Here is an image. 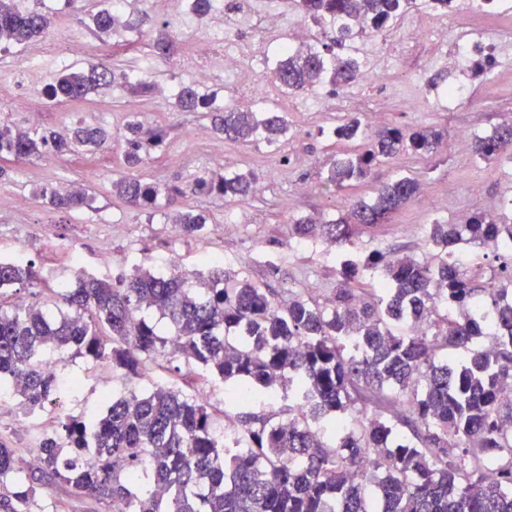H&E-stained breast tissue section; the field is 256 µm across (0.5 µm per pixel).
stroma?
I'll return each instance as SVG.
<instances>
[{"label": "stroma", "instance_id": "stroma-1", "mask_svg": "<svg viewBox=\"0 0 512 512\" xmlns=\"http://www.w3.org/2000/svg\"><path fill=\"white\" fill-rule=\"evenodd\" d=\"M19 10H38L53 18L45 36L56 43L69 36L89 40L91 52L72 57L71 68L93 63L126 66L151 51L160 37L158 29L97 35L89 15L100 7L99 0H15ZM137 10L155 20L168 22L174 52L161 57L148 74L153 92H132L115 83L91 94L88 100L57 104L47 100L40 124L59 128L78 121L122 128L133 117L149 114V126L166 130L165 145L158 159L132 170V177L180 188L181 209L192 208L208 215L204 239L177 235L171 222L160 213L129 207L112 198L113 176L121 173L120 142H113L107 155L35 158L27 162H0V257L9 259L25 253L33 259L47 281V288L23 292L26 302H51L50 286L74 281L77 271L102 279L143 269L167 271L166 260L176 257L183 266L202 268L204 255L214 252L224 260L227 275H246L268 285L279 300L289 291L330 294L346 247L321 239L298 241L291 235L293 220L306 215L341 216L350 200L371 198L386 182L409 176L419 181L417 200L387 221L355 229L354 241L362 251L394 249L422 257L426 224L439 220L466 223L479 211H492L512 198V165L475 156L471 146L459 145L457 133L470 129L473 135L488 136L504 121L512 119V70L478 78L470 98L454 110L437 106L436 99L458 74L447 65L428 66L424 60L438 50L427 42L415 50L402 44L404 17H397L382 35L363 40L361 61L371 65V84L345 86L336 92V106L327 112L298 111L288 107L289 97L273 89L262 102L276 107L288 119V134L278 146L246 144L216 133L205 112L180 111L175 98H159L157 86L190 84L187 71L192 64L196 30L206 29L211 17L197 19L195 30L185 29L176 12L166 10L163 0H138ZM284 13L278 32H268L264 15ZM224 30L228 35L253 41L264 59L278 57L293 29L306 27L309 36L321 30L307 16L286 9L283 0H224ZM51 75H31L0 87V126L25 125L27 113L15 105L19 92L46 97ZM368 118L376 114L380 127L405 129L434 127L444 132L438 156L426 158L406 152L384 160L369 178L344 190L327 179L330 165L341 154L357 150L354 142L329 138V131L351 114ZM217 174L250 172L264 186L263 193L244 200L221 199L199 192L194 176L202 170ZM87 187L95 196L92 208L62 212L52 209L40 196L43 188ZM236 229L224 230L226 220ZM111 254L104 264L102 254ZM61 373L79 375L82 391L72 397L57 393L53 400L26 412L20 401L0 405V442L14 448L19 458L31 461L36 439L58 431L66 415H99L106 405L103 394L111 392L112 371L106 365L77 357ZM39 512H112L109 504L94 499L71 498L64 486L36 484Z\"/></svg>", "mask_w": 512, "mask_h": 512}]
</instances>
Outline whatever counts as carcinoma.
<instances>
[{
    "mask_svg": "<svg viewBox=\"0 0 512 512\" xmlns=\"http://www.w3.org/2000/svg\"><path fill=\"white\" fill-rule=\"evenodd\" d=\"M315 23L336 27L334 43L357 37L351 20L384 30L417 0H285ZM145 17L121 18L108 9L92 15L96 32L137 29ZM53 19L22 12L0 0V47L31 44ZM285 93L328 83L340 88L358 71L352 58L329 47H299L274 66ZM123 80L145 93L150 85L115 65L65 68L49 84L60 103L82 101ZM185 112L211 109L208 94L190 85L176 91ZM214 129L244 143L278 145L288 120L273 108H226ZM337 140H367L363 151L332 164L328 179L342 189L371 173L381 159L403 150L436 154L443 132L385 127L369 132L357 117L330 131ZM123 166L153 161L165 131L133 118L121 135ZM116 136L101 125L63 128L0 126V159L17 162L47 150L59 157L84 149L108 150ZM476 155L512 164V124L476 137ZM256 177L203 172L197 189L222 198L254 194ZM112 196L141 209L179 190L122 175ZM420 184L400 177L372 201H356L349 216L293 221L292 235L354 244L355 224L372 225L418 195ZM57 210L92 207L83 187L45 188ZM208 217L177 211L184 236L201 239ZM430 255L422 260L373 250L340 262L336 288L318 301L288 290V302L244 276L224 275L206 257L208 274L184 276L135 270L113 280L79 271L75 287L54 291L68 313L20 303L13 293L44 284L31 259L0 258V391L33 409L57 389L58 376L41 363L82 356L105 362L128 385L153 370L177 373L176 384L155 383L112 397L102 416H67L58 434H45L29 466L0 443V512H33L35 481L64 485L76 497L122 503L129 512H512V199L494 216L482 211L466 224L427 225ZM493 246L500 264L459 260L463 246ZM155 312L170 324L160 331ZM493 339L484 350L480 341ZM233 384L225 403L238 408L240 429L226 439L215 428L209 402L196 384L209 378ZM291 389L298 402L288 419L274 420L246 407ZM494 473L487 474L488 467Z\"/></svg>",
    "mask_w": 512,
    "mask_h": 512,
    "instance_id": "cac0c4a2",
    "label": "carcinoma"
}]
</instances>
